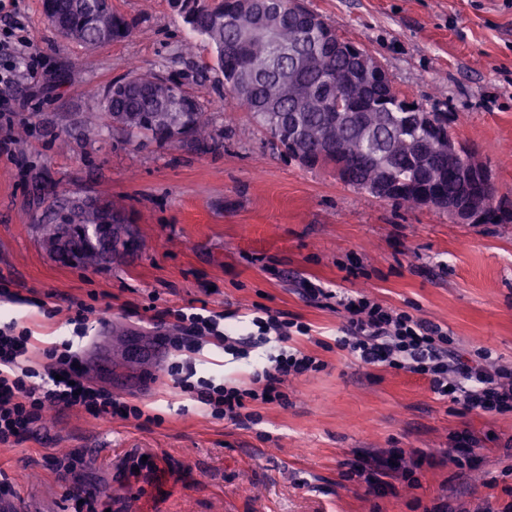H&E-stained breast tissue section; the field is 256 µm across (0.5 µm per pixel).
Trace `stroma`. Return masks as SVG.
Returning <instances> with one entry per match:
<instances>
[{
    "label": "stroma",
    "mask_w": 512,
    "mask_h": 512,
    "mask_svg": "<svg viewBox=\"0 0 512 512\" xmlns=\"http://www.w3.org/2000/svg\"><path fill=\"white\" fill-rule=\"evenodd\" d=\"M342 37L363 44L394 87L447 113L454 136L512 197V0H304ZM135 24L125 41L96 48L63 38L41 0H0V320L30 327L38 347L73 338L80 355L106 340L112 374L93 384L138 401L153 422H104L52 410L25 440L0 449V477L39 512H70L71 494L94 492L112 512H453L512 502V413L468 412L437 399L425 379L362 366L337 348L343 318L308 303L299 281L357 291L447 328L461 360L478 348L512 367V222L453 224L447 212L406 208L345 186L333 169H307L250 126L217 74L195 83L218 131L206 152L128 141L102 130L100 102L113 81L154 70L184 42L183 69L210 61L207 42L177 22L168 0H112ZM121 199L138 241L97 267H67L44 249L49 201ZM92 303L86 339L73 336L71 299ZM55 309L46 318L34 305ZM228 311L248 333L253 306L310 324L300 347L323 370L288 380L287 406L260 405L257 423L215 420L179 396L165 368L130 359L176 335L187 303ZM264 351L236 359L222 347L192 354L198 376L244 379ZM482 441L473 467L443 452L448 436ZM426 454L419 485L367 494L344 463L359 449ZM78 458L60 476L55 459ZM148 466H141V459Z\"/></svg>",
    "instance_id": "obj_1"
}]
</instances>
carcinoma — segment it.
I'll return each instance as SVG.
<instances>
[{
    "instance_id": "cac0c4a2",
    "label": "carcinoma",
    "mask_w": 512,
    "mask_h": 512,
    "mask_svg": "<svg viewBox=\"0 0 512 512\" xmlns=\"http://www.w3.org/2000/svg\"><path fill=\"white\" fill-rule=\"evenodd\" d=\"M98 0H42L48 21L65 20L77 41L97 47L129 38L134 23L110 8L98 11ZM238 0L211 5L196 0L193 9L175 11L181 25L202 37L215 52L214 64L198 67L204 79L211 70L229 80L245 72L250 92L235 101L268 141L288 158L314 168L341 159L342 182L354 189L377 194L389 183L406 191L394 201L410 208L419 206L423 195L441 193L479 207L484 196L460 168L439 151L448 138V113L423 116L418 102L383 88L392 83L382 68L370 73L357 69L356 58L368 50L340 37L323 23L306 29L283 15L274 40L255 45L241 39L234 19ZM160 70L134 72L139 89L111 91L103 96L104 127L126 136L171 145L173 126L186 128L180 147L205 150L216 142L210 115L192 93L187 77L173 68L177 58ZM121 206L108 200L94 209L52 204L51 219L39 225L42 242L65 238L84 246L85 266H96L104 257L120 252L124 242L115 235L86 244L80 235L87 224H101L107 214Z\"/></svg>"
}]
</instances>
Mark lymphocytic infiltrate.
<instances>
[{"instance_id": "1", "label": "lymphocytic infiltrate", "mask_w": 512, "mask_h": 512, "mask_svg": "<svg viewBox=\"0 0 512 512\" xmlns=\"http://www.w3.org/2000/svg\"><path fill=\"white\" fill-rule=\"evenodd\" d=\"M301 292L317 305L335 300L344 318L336 346L362 364L421 375L434 394L470 412H512V369L488 367L491 349L479 348L474 361H455L449 351L452 338L439 324L361 293L330 290L316 279H304ZM174 316L184 330L174 344L176 351L199 352L210 339L222 343L226 354L241 359L249 349H267L263 362L245 380H199L191 362L169 365L168 374L181 392L196 394L213 419L241 423L248 405L287 406L288 395L283 390L287 378L324 367L315 355L293 345V337L309 335L311 328L287 313L254 315L253 332L241 336L226 332L224 313L204 306L189 304L175 310ZM78 360L73 339L39 349L32 343L30 328L14 321L0 324L1 447L23 441L51 407H77L96 418H144L140 405L113 398L110 392L86 382L83 370L76 367ZM417 466V460L400 449L366 450L349 461L348 473L363 477L367 493L378 496L394 490L399 482L417 486Z\"/></svg>"}]
</instances>
